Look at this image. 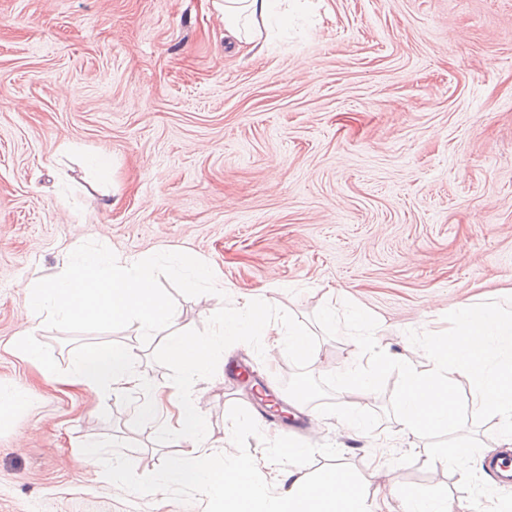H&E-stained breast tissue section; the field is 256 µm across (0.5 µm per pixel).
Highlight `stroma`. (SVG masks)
Wrapping results in <instances>:
<instances>
[{"label":"stroma","mask_w":512,"mask_h":512,"mask_svg":"<svg viewBox=\"0 0 512 512\" xmlns=\"http://www.w3.org/2000/svg\"><path fill=\"white\" fill-rule=\"evenodd\" d=\"M96 153L111 166L93 175ZM89 240L206 262L225 295H176L179 324L208 339L215 309L250 296L298 324L313 359L272 360L260 337L240 336L186 383L163 336L143 343L137 325L70 335L28 320L19 283L56 276ZM511 288L512 0H313L260 53L228 44L211 0H0V386L28 395L0 421V512H221L186 484L148 492L180 450L139 424L133 395L102 405L68 386L75 356L107 346L189 392L215 464L251 457L269 497L339 464L369 493L388 483L452 512H512L479 450L501 421L471 418L468 386L458 434L478 450L464 480L448 435L400 434V367L356 398L366 436L340 421L335 374L356 344L350 310L374 321L378 348L422 370L424 328ZM24 332L51 375L21 352ZM230 363L312 414L313 436L295 420L286 431L308 450L301 466L279 431L245 424L240 404L259 400ZM90 442L117 456L124 481L83 467Z\"/></svg>","instance_id":"stroma-1"}]
</instances>
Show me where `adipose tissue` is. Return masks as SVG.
<instances>
[{
  "label": "adipose tissue",
  "instance_id": "obj_1",
  "mask_svg": "<svg viewBox=\"0 0 512 512\" xmlns=\"http://www.w3.org/2000/svg\"><path fill=\"white\" fill-rule=\"evenodd\" d=\"M284 0H217L228 41L261 49L265 36L284 21ZM219 327L209 340H201L187 328L170 333L166 352L185 379L213 366L223 357V341L233 336L262 337L266 348L287 346L299 359L312 357L305 333L284 329L270 313L249 299H241L230 314H219ZM358 350L341 374L347 390L365 394L374 389L393 358L374 349L375 327L359 312H351ZM427 369L404 367L397 393L398 421L403 433L422 435L452 432L461 421L457 390L468 385L475 416H498L512 427V312L494 305L464 304L448 313V327L426 338L421 345ZM73 384L89 389L99 401L123 390L137 397L134 412L146 425L159 426L182 444L180 458L161 470L152 491L188 483L212 500L223 503L225 512H386L390 499L408 504L409 512H445L443 505L411 489L391 488L389 496L360 491L349 478L325 472L315 483H291L274 504L251 478L248 458L235 457L232 465L215 466L200 426L201 414L192 403L181 400L179 388L153 385L131 363L129 352L103 348L74 360Z\"/></svg>",
  "mask_w": 512,
  "mask_h": 512
}]
</instances>
